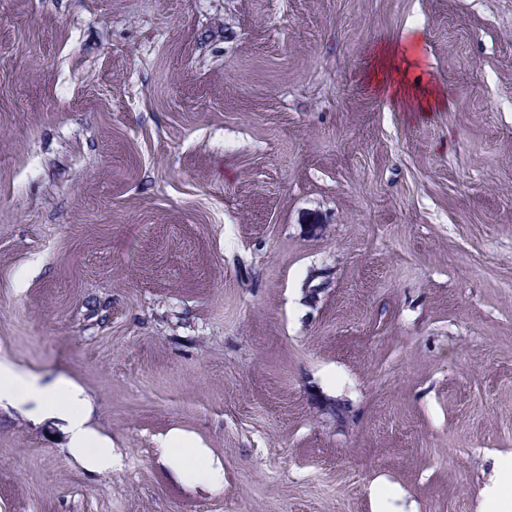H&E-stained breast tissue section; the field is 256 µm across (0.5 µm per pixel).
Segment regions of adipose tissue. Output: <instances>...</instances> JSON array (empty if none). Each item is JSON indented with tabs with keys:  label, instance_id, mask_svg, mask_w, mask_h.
Masks as SVG:
<instances>
[{
	"label": "adipose tissue",
	"instance_id": "adipose-tissue-1",
	"mask_svg": "<svg viewBox=\"0 0 512 512\" xmlns=\"http://www.w3.org/2000/svg\"><path fill=\"white\" fill-rule=\"evenodd\" d=\"M1 402H32L41 410L63 412L69 422L72 450L100 469L111 468L112 449L86 427L83 401L70 383L62 381L44 386L35 377L19 370L11 361L0 360ZM166 446L174 463L193 460L195 475L201 476L212 487L223 486L224 469L210 459L205 449L195 447L191 441L179 435L167 441Z\"/></svg>",
	"mask_w": 512,
	"mask_h": 512
}]
</instances>
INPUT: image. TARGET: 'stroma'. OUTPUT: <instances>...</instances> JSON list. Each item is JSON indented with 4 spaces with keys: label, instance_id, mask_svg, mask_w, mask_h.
<instances>
[{
    "label": "stroma",
    "instance_id": "1",
    "mask_svg": "<svg viewBox=\"0 0 512 512\" xmlns=\"http://www.w3.org/2000/svg\"><path fill=\"white\" fill-rule=\"evenodd\" d=\"M410 33L428 111L377 85ZM0 358L116 457L1 404L0 512H477L512 460V0H0ZM1 402H33L40 410L62 411L69 422L72 450L100 469L112 468V448L85 426L83 401L70 383L61 381L44 386L11 361L0 360ZM166 446L170 459L176 465H180L184 459H193L195 475L201 476L213 488L224 485V467L215 464L205 448H196L191 441L180 435L173 436L167 441Z\"/></svg>",
    "mask_w": 512,
    "mask_h": 512
}]
</instances>
